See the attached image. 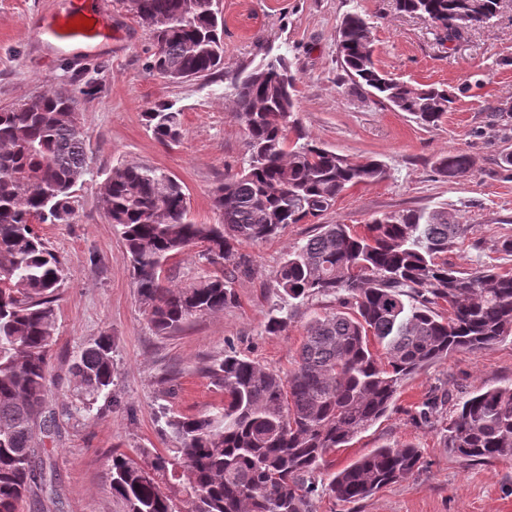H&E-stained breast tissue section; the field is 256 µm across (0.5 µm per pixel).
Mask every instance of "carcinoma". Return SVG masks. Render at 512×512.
<instances>
[{"mask_svg":"<svg viewBox=\"0 0 512 512\" xmlns=\"http://www.w3.org/2000/svg\"><path fill=\"white\" fill-rule=\"evenodd\" d=\"M153 37L149 69L173 81L209 77L224 58L218 0H128ZM401 13L429 20L457 41L494 18L499 0H396ZM344 65L359 86L424 125L437 123L456 95L415 88L379 69L371 23L346 14L336 31ZM226 97L247 131V166L213 192L217 224L190 216L177 178L160 169L120 164L105 180L101 204L120 228L147 319L159 334L236 302L234 280L251 272L246 243L273 238L289 224L319 232L288 248L275 287L293 300L336 299V312L313 318L287 375L233 352L205 369L224 402L202 415L165 424L179 447L112 455V493L126 512H316L327 495L354 503L413 475L422 466L412 444L375 448L342 470L328 457L385 416L401 383L465 349L482 351L512 336V270L480 267L464 275L440 256L465 234L442 211L386 212L360 228L322 224L349 189L387 177L384 162L355 164L306 136L295 118V79L282 55L237 79ZM163 145L180 143L182 113L165 103L145 113ZM87 132L74 94L47 91L0 109V512H19L36 480L35 434H52L44 411L53 303L63 265L34 225L66 224L74 187L90 170ZM473 160L450 152L438 160L450 180ZM223 275L185 287L164 276L192 247ZM76 397L89 406L112 385V342L101 337L72 365ZM445 447L479 463L512 461V385L466 399L442 424Z\"/></svg>","mask_w":512,"mask_h":512,"instance_id":"obj_1","label":"carcinoma"}]
</instances>
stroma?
Instances as JSON below:
<instances>
[{
    "label": "stroma",
    "mask_w": 512,
    "mask_h": 512,
    "mask_svg": "<svg viewBox=\"0 0 512 512\" xmlns=\"http://www.w3.org/2000/svg\"><path fill=\"white\" fill-rule=\"evenodd\" d=\"M66 2L0 0V108L49 88L81 92L80 121L89 133L92 170L75 188L69 223L37 227L65 266L47 398L57 427L51 436L35 439L45 478L21 512H125L111 489L113 453L136 458L144 448L177 447L165 414L198 415L224 400L206 366L233 350L287 373L310 320L335 311L333 298L316 297L292 308L283 330H267L279 302L273 283L284 254L316 232L312 224H291L277 237L244 245L252 271L236 280L233 306L156 334L137 295L124 242L101 207L113 166L147 165L181 182L197 223H218L213 191L247 159L245 126L224 93L244 67L265 55L282 53L290 61L303 132L351 162L378 159L389 169L387 179L341 195L326 223L360 226L387 211L442 210L466 227L448 251L449 267L465 273L482 265L512 268V253L501 247L512 239V178L500 168L502 155L512 153V0H502L496 17L451 46L424 18L399 12L396 0H221L224 65L209 80L186 82L148 70L150 31L126 0H108L112 38L92 50L68 52L38 39L32 23L62 11ZM354 9L372 23L380 69L416 86L456 92L436 126L419 124L349 78L336 29ZM160 102L182 114L178 145H160L145 124L144 112ZM459 150L471 155L473 170L451 181L436 162ZM101 336L112 341L113 381L89 411L79 412L71 367ZM507 384L512 336L486 351L453 353L405 380L394 409L337 449L329 462L338 471L374 448L410 443L419 448L422 467L355 503L322 497L317 512H512V461L452 456L439 425L476 391ZM435 395L442 401L429 422L415 420L419 406Z\"/></svg>",
    "instance_id": "35a3bbf8"
}]
</instances>
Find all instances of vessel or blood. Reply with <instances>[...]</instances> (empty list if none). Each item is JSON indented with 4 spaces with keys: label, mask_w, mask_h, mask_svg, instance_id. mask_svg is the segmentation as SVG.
<instances>
[{
    "label": "vessel or blood",
    "mask_w": 512,
    "mask_h": 512,
    "mask_svg": "<svg viewBox=\"0 0 512 512\" xmlns=\"http://www.w3.org/2000/svg\"><path fill=\"white\" fill-rule=\"evenodd\" d=\"M84 19L89 22L85 28L80 25ZM37 33L62 40L89 42L108 38L111 28L104 8L94 5L93 0H70L68 8L39 27Z\"/></svg>",
    "instance_id": "b4317fda"
}]
</instances>
